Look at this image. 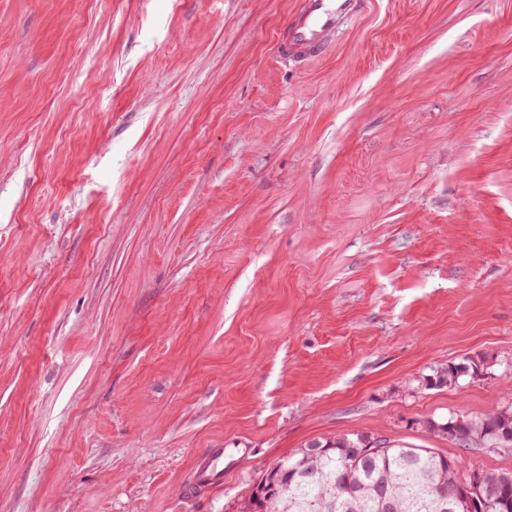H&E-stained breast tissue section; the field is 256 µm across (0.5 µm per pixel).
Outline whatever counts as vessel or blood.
<instances>
[{
  "label": "vessel or blood",
  "instance_id": "obj_1",
  "mask_svg": "<svg viewBox=\"0 0 512 512\" xmlns=\"http://www.w3.org/2000/svg\"><path fill=\"white\" fill-rule=\"evenodd\" d=\"M362 0H300V5L288 24V34L279 43L282 55L296 62H309L324 56L330 36L343 17L356 14ZM224 482V451L211 449L200 457L194 472V484L211 488Z\"/></svg>",
  "mask_w": 512,
  "mask_h": 512
}]
</instances>
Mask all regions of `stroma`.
I'll list each match as a JSON object with an SVG mask.
<instances>
[{
    "instance_id": "1",
    "label": "stroma",
    "mask_w": 512,
    "mask_h": 512,
    "mask_svg": "<svg viewBox=\"0 0 512 512\" xmlns=\"http://www.w3.org/2000/svg\"><path fill=\"white\" fill-rule=\"evenodd\" d=\"M299 2L0 0V512H237L336 433L512 471L426 429L512 405V0L301 66ZM479 365L473 359H464L461 362H451L434 371V374L427 379V383L437 387L456 385L462 377L473 376ZM224 483V451L212 448L210 453L200 457L194 472V484L198 488H211Z\"/></svg>"
}]
</instances>
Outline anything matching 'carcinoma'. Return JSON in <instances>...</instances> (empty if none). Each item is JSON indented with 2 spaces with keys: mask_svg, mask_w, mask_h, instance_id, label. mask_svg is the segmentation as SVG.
Instances as JSON below:
<instances>
[{
  "mask_svg": "<svg viewBox=\"0 0 512 512\" xmlns=\"http://www.w3.org/2000/svg\"><path fill=\"white\" fill-rule=\"evenodd\" d=\"M477 370V362L467 358L436 369L427 383L452 386ZM426 428L463 448L493 446L499 455H512L508 407L431 419ZM310 448L321 452L310 457ZM298 462L300 469L291 473L281 467ZM382 486L394 512H512V472L476 466L464 476L453 456L359 433L314 438L274 463L237 512H379Z\"/></svg>",
  "mask_w": 512,
  "mask_h": 512,
  "instance_id": "1",
  "label": "carcinoma"
}]
</instances>
